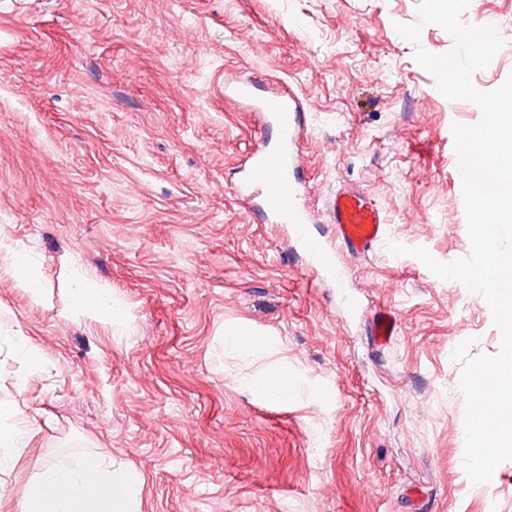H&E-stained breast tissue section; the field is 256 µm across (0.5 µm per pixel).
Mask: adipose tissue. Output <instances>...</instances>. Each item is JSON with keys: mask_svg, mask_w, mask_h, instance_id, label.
I'll return each mask as SVG.
<instances>
[{"mask_svg": "<svg viewBox=\"0 0 512 512\" xmlns=\"http://www.w3.org/2000/svg\"><path fill=\"white\" fill-rule=\"evenodd\" d=\"M71 301L81 312L124 320L108 289L89 275L76 273ZM139 482L130 469L109 470L96 456L84 458L77 468L57 467L38 475L23 495L18 512H133L130 492Z\"/></svg>", "mask_w": 512, "mask_h": 512, "instance_id": "obj_1", "label": "adipose tissue"}]
</instances>
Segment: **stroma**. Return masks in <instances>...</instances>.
<instances>
[{"label":"stroma","instance_id":"35a3bbf8","mask_svg":"<svg viewBox=\"0 0 512 512\" xmlns=\"http://www.w3.org/2000/svg\"><path fill=\"white\" fill-rule=\"evenodd\" d=\"M418 3L0 0V234L44 283L32 297L0 256V402L29 440L0 473V512L92 454L139 472L136 512H512V461L487 484L463 468L452 354L468 338L471 354L498 351L483 297L383 246L345 263L349 317L287 225L239 195L242 160L276 129L224 85L287 86L307 105L315 213L354 184L390 240L469 255L451 127L481 111L443 97L396 32ZM481 14L506 41L472 77L490 91L512 74V0L464 19ZM79 269L122 324L72 310ZM382 307L396 327L379 348L364 319ZM240 330L271 347L225 345ZM274 368L288 399L255 386Z\"/></svg>","mask_w":512,"mask_h":512}]
</instances>
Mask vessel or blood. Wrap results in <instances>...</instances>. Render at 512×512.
Instances as JSON below:
<instances>
[{"label":"vessel or blood","mask_w":512,"mask_h":512,"mask_svg":"<svg viewBox=\"0 0 512 512\" xmlns=\"http://www.w3.org/2000/svg\"><path fill=\"white\" fill-rule=\"evenodd\" d=\"M233 95L254 103L262 119L277 128L276 143L252 156L246 182L248 192L260 199L264 212L274 223L290 225L296 246L312 267L334 279L338 288H345L346 271L335 254L340 251L359 258L385 243L387 224L381 207L359 186L344 185L325 205L332 244L315 239L310 232L313 215L301 179L304 114L300 99L292 89L267 90L255 82L238 83ZM394 328V318L385 310H377L367 320L368 334L378 344L392 335Z\"/></svg>","instance_id":"b4317fda"}]
</instances>
